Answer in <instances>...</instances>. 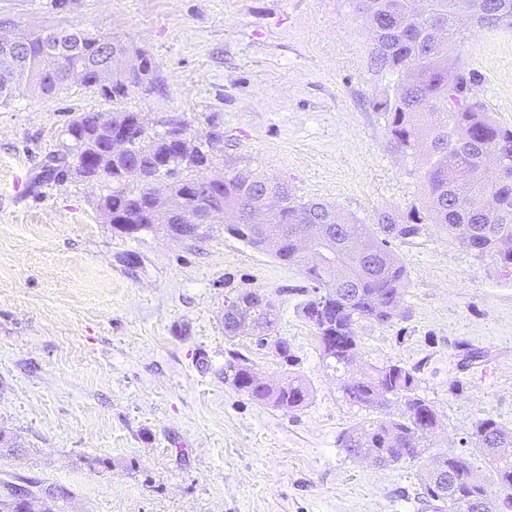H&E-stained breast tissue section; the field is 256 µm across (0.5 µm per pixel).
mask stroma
<instances>
[{
	"instance_id": "stroma-1",
	"label": "stroma",
	"mask_w": 512,
	"mask_h": 512,
	"mask_svg": "<svg viewBox=\"0 0 512 512\" xmlns=\"http://www.w3.org/2000/svg\"><path fill=\"white\" fill-rule=\"evenodd\" d=\"M1 18L98 30L149 54L153 92L122 106L151 128L219 123L222 157L196 178L248 168L366 224L423 196L370 106L395 78L373 65L352 0H0ZM457 52L511 127L512 31L469 29ZM111 110L79 85L0 104V431L17 443L0 479L66 487L63 512H428L421 462L380 468L338 447L363 413L323 368L299 267L220 224L199 242L116 233L98 187L46 179L74 113ZM391 249L409 286L390 323L360 324L358 361L416 369L443 428L435 453L465 457L498 490L471 432L481 417L512 428V279L435 224ZM249 290L275 301L293 363L256 331L225 335L226 302ZM462 342L487 358L461 366ZM237 352L264 380L301 374L308 405L288 414L238 392L225 373Z\"/></svg>"
}]
</instances>
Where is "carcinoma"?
I'll use <instances>...</instances> for the list:
<instances>
[{"label":"carcinoma","mask_w":512,"mask_h":512,"mask_svg":"<svg viewBox=\"0 0 512 512\" xmlns=\"http://www.w3.org/2000/svg\"><path fill=\"white\" fill-rule=\"evenodd\" d=\"M356 10L369 22L371 59L377 69L397 77L383 96L372 101L385 121L393 151L413 160L422 169L423 197L405 215L383 211L376 223L363 224L331 204L303 201L288 186L248 169L224 173V181L211 187V223L248 247L268 254L284 265L301 268L314 284V295L303 303L304 316L317 330L325 368L342 381L343 399L368 412L367 417L343 430L337 444L353 459L368 458L380 465L415 461L424 457L442 432L433 404L418 394L417 369L388 363L363 368L357 365V326L369 320L386 324L409 287L407 270L389 249L390 240L417 237L422 224H437L466 251L478 258L490 257L500 273L512 278V128L493 118L474 93L477 75L448 48L461 42L459 15L472 27L512 29V0H355ZM69 53L57 56L45 50V30L16 31L21 48L14 64L15 78L0 85V103L17 96L52 99L70 88L72 64L83 67L80 85L95 87L112 100V123L131 124L134 114L121 103L134 89L150 87L156 65L143 53L137 66L109 85L98 73L109 67L114 49L127 45L104 34L78 28H62ZM99 113L79 112L63 130L67 152L54 155L58 173L74 161L83 168L84 181L97 184L100 217L112 215L131 224L150 227L148 211L163 202L149 194L157 180L170 178L171 195L186 205L198 203L190 172L213 162V152L199 147L178 152L167 133L159 131L142 143L138 154L110 156L108 138L98 125ZM495 155V174L485 176L484 158ZM138 168L135 179L125 172ZM274 190L280 202L265 224L252 223L254 209L266 190ZM232 214L235 222H225ZM311 224H333L335 246L324 261L303 262L294 237ZM179 238L197 240L207 228L175 224ZM256 291L238 299L253 309L274 341L278 354L293 363L288 341L275 335L276 304L255 300ZM232 384L260 405L285 413L305 407L311 390L294 371L275 383L257 381L249 360L236 355L229 364ZM401 409L386 414L391 400ZM474 447L486 459L503 491L489 498L485 478L470 463L453 453L432 457L419 474L418 497L436 503V512H509L512 509V429L492 418L478 419L472 429ZM14 483L0 481V512H11ZM48 500L37 502L40 512H58L59 503L71 492L64 487L44 489Z\"/></svg>","instance_id":"obj_1"}]
</instances>
